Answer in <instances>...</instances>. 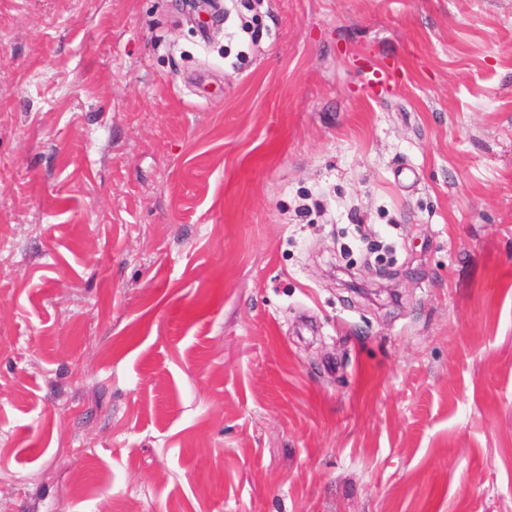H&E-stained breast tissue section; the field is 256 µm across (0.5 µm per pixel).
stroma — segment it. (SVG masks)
Here are the masks:
<instances>
[{"mask_svg":"<svg viewBox=\"0 0 512 512\" xmlns=\"http://www.w3.org/2000/svg\"><path fill=\"white\" fill-rule=\"evenodd\" d=\"M236 5L0 0V512H512V0Z\"/></svg>","mask_w":512,"mask_h":512,"instance_id":"stroma-1","label":"stroma"}]
</instances>
